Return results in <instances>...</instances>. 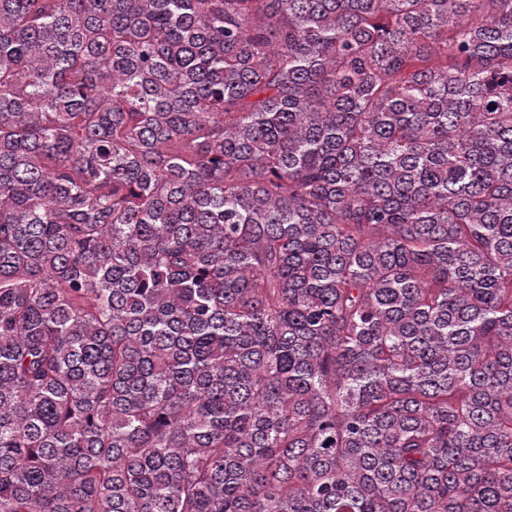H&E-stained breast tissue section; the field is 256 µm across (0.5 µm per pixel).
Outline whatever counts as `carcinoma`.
<instances>
[{
  "label": "carcinoma",
  "mask_w": 512,
  "mask_h": 512,
  "mask_svg": "<svg viewBox=\"0 0 512 512\" xmlns=\"http://www.w3.org/2000/svg\"><path fill=\"white\" fill-rule=\"evenodd\" d=\"M0 512H512V0H0Z\"/></svg>",
  "instance_id": "1"
}]
</instances>
